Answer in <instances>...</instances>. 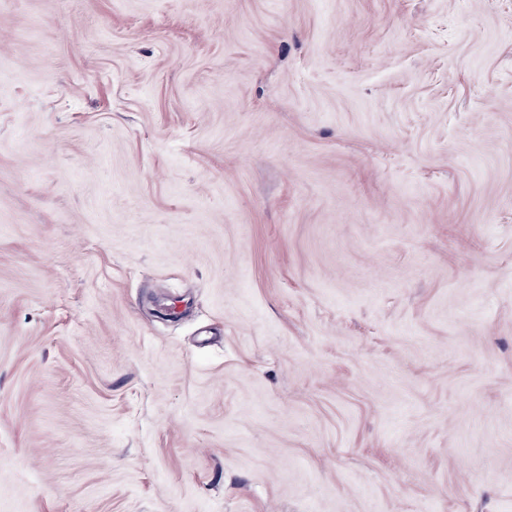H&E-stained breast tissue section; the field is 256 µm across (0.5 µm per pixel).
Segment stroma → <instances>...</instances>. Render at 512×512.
Masks as SVG:
<instances>
[{"label":"stroma","mask_w":512,"mask_h":512,"mask_svg":"<svg viewBox=\"0 0 512 512\" xmlns=\"http://www.w3.org/2000/svg\"><path fill=\"white\" fill-rule=\"evenodd\" d=\"M0 512H512V0H0Z\"/></svg>","instance_id":"35a3bbf8"}]
</instances>
